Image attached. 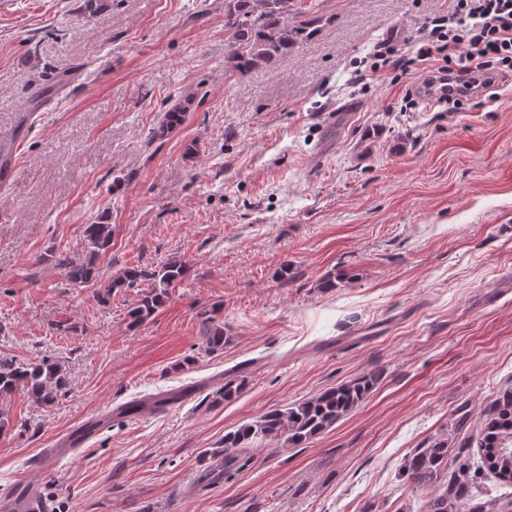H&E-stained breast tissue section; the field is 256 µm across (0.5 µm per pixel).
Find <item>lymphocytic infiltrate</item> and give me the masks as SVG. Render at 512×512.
<instances>
[{"mask_svg": "<svg viewBox=\"0 0 512 512\" xmlns=\"http://www.w3.org/2000/svg\"><path fill=\"white\" fill-rule=\"evenodd\" d=\"M411 71L438 85L452 112L472 98L460 89L462 78L481 80L486 91H494L498 77L512 75V0H448L447 9L423 23L412 50L391 37L378 41L354 80Z\"/></svg>", "mask_w": 512, "mask_h": 512, "instance_id": "obj_1", "label": "lymphocytic infiltrate"}]
</instances>
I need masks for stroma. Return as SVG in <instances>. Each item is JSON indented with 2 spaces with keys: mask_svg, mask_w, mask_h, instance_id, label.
Wrapping results in <instances>:
<instances>
[{
  "mask_svg": "<svg viewBox=\"0 0 512 512\" xmlns=\"http://www.w3.org/2000/svg\"><path fill=\"white\" fill-rule=\"evenodd\" d=\"M446 3L303 0L318 35L232 75L224 0H0V133L14 137L0 357L53 356L69 376L49 406L0 398V499L418 512L429 493L400 481L405 456L512 384V90L447 112L405 108L417 75L351 79L375 42L414 40ZM189 94L182 128L155 137ZM92 223L111 225L112 247L77 287L44 255L77 250ZM170 260L186 278L128 328L141 291L108 293L113 275ZM329 274L344 280L325 291ZM208 316L227 339L214 353ZM230 370L246 387L216 403ZM370 371L372 393L329 430L246 449L220 477L227 432ZM133 401L140 413L121 415Z\"/></svg>",
  "mask_w": 512,
  "mask_h": 512,
  "instance_id": "35a3bbf8",
  "label": "stroma"
}]
</instances>
